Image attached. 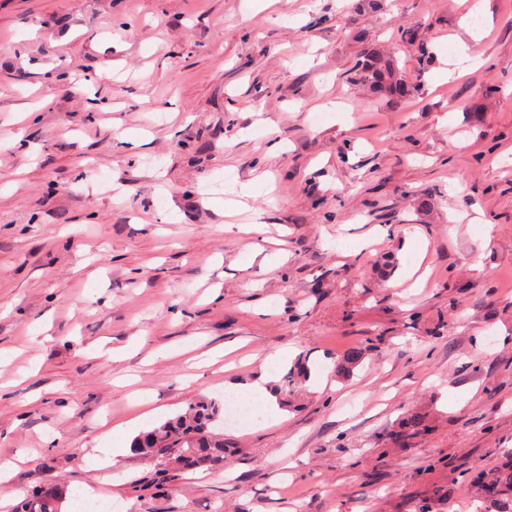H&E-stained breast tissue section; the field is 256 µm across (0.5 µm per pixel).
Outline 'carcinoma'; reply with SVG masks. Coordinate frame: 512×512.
Here are the masks:
<instances>
[{"label":"carcinoma","instance_id":"obj_1","mask_svg":"<svg viewBox=\"0 0 512 512\" xmlns=\"http://www.w3.org/2000/svg\"><path fill=\"white\" fill-rule=\"evenodd\" d=\"M360 79L388 100L403 99L415 92L405 83L395 64L372 55L360 67ZM220 402L202 398L188 409L163 423L141 432L131 450L155 467L168 483H177L190 471L215 470L224 466V437L211 431L221 418ZM469 483L483 488L489 505L501 506L500 512H512V461L490 471L474 472ZM21 512H58V493L54 488L31 493Z\"/></svg>","mask_w":512,"mask_h":512}]
</instances>
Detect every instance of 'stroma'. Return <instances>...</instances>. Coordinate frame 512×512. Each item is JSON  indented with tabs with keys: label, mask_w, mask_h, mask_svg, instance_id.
<instances>
[{
	"label": "stroma",
	"mask_w": 512,
	"mask_h": 512,
	"mask_svg": "<svg viewBox=\"0 0 512 512\" xmlns=\"http://www.w3.org/2000/svg\"><path fill=\"white\" fill-rule=\"evenodd\" d=\"M472 2L0 0L6 512H474L512 457V0ZM299 360L223 470L130 487L131 424ZM360 79L388 101L410 97L415 87L403 81L395 64L369 55L360 67ZM21 512H58V493L54 488L39 489L31 493Z\"/></svg>",
	"instance_id": "obj_1"
}]
</instances>
